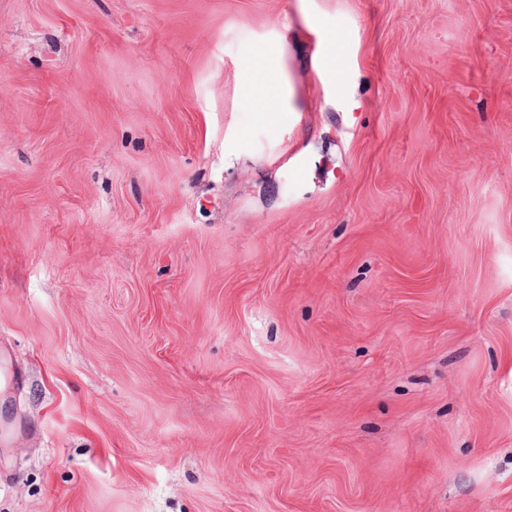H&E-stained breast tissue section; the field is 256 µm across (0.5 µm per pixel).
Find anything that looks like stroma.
Here are the masks:
<instances>
[{
    "instance_id": "35a3bbf8",
    "label": "stroma",
    "mask_w": 512,
    "mask_h": 512,
    "mask_svg": "<svg viewBox=\"0 0 512 512\" xmlns=\"http://www.w3.org/2000/svg\"><path fill=\"white\" fill-rule=\"evenodd\" d=\"M0 362V512H512V0H0ZM267 51L258 48L255 51V87L248 91V99L253 112L260 113L263 121H269L273 112H285L287 109L285 92L277 68L267 64Z\"/></svg>"
}]
</instances>
